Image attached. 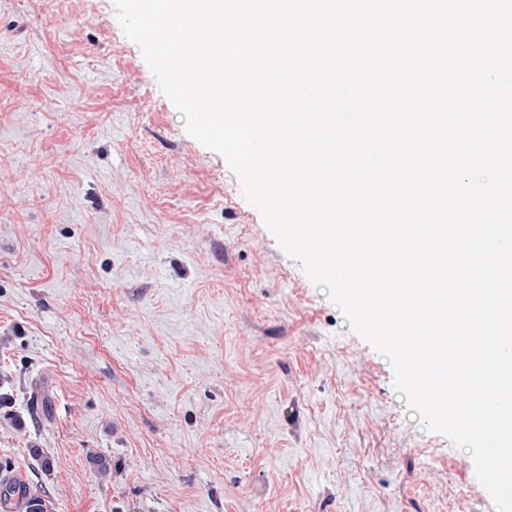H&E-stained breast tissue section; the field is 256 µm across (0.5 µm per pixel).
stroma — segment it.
Masks as SVG:
<instances>
[{"mask_svg": "<svg viewBox=\"0 0 512 512\" xmlns=\"http://www.w3.org/2000/svg\"><path fill=\"white\" fill-rule=\"evenodd\" d=\"M393 380L114 0H0V463L51 512H496Z\"/></svg>", "mask_w": 512, "mask_h": 512, "instance_id": "stroma-1", "label": "stroma"}]
</instances>
